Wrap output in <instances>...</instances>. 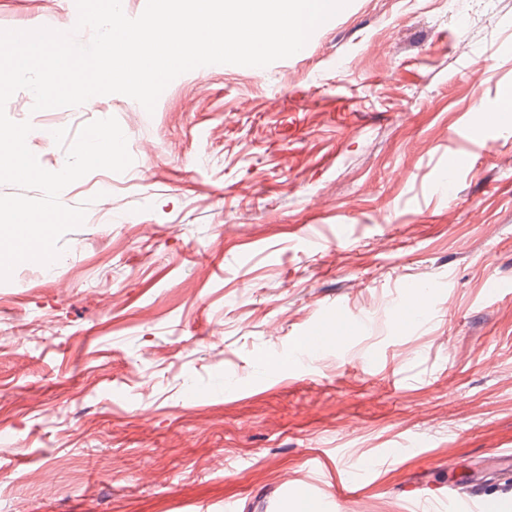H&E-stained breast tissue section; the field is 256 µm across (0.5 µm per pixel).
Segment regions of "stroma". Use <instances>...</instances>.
Instances as JSON below:
<instances>
[{
    "mask_svg": "<svg viewBox=\"0 0 512 512\" xmlns=\"http://www.w3.org/2000/svg\"><path fill=\"white\" fill-rule=\"evenodd\" d=\"M75 0L0 29L76 30ZM512 0H349L303 53L33 111L116 118L132 165L50 266L0 282V512H415L512 500ZM109 189V203L97 193ZM427 288L406 312L411 285ZM344 324L313 353L303 337ZM509 512V505L484 496L474 499L459 498L448 486V512Z\"/></svg>",
    "mask_w": 512,
    "mask_h": 512,
    "instance_id": "obj_1",
    "label": "stroma"
}]
</instances>
